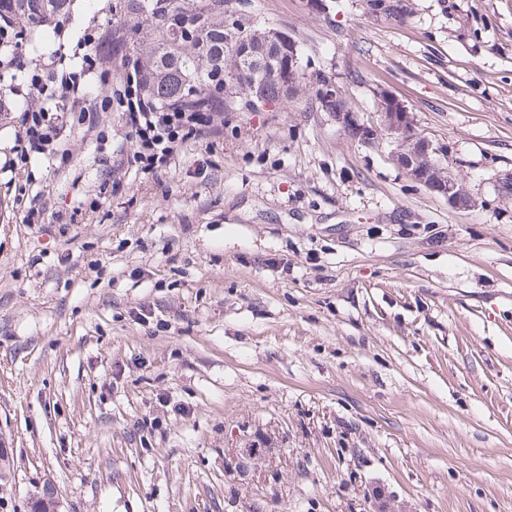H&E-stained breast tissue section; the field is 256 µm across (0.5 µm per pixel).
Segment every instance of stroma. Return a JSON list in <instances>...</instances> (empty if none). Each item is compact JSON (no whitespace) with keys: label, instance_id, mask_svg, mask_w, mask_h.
Listing matches in <instances>:
<instances>
[{"label":"stroma","instance_id":"1","mask_svg":"<svg viewBox=\"0 0 512 512\" xmlns=\"http://www.w3.org/2000/svg\"><path fill=\"white\" fill-rule=\"evenodd\" d=\"M115 2L24 58L80 53ZM406 3L224 0L296 45L301 90L225 93L223 138L155 173L122 112L60 106L66 158L9 167L26 102L0 99V512L46 483L58 512H512V0ZM384 93L470 207L397 165ZM323 98L328 101H336L341 106H336V112H333L336 117V121L345 129H352L356 133V139L363 143H367L373 139L374 130L369 128L363 123H360L355 112L348 109L344 103L345 97L341 95L340 90L331 81H328L322 89ZM345 106H344V104ZM342 107L344 111H342Z\"/></svg>","mask_w":512,"mask_h":512}]
</instances>
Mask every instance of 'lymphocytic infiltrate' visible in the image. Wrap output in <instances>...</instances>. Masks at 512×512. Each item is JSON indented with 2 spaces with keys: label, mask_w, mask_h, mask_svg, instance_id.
Here are the masks:
<instances>
[{
  "label": "lymphocytic infiltrate",
  "mask_w": 512,
  "mask_h": 512,
  "mask_svg": "<svg viewBox=\"0 0 512 512\" xmlns=\"http://www.w3.org/2000/svg\"><path fill=\"white\" fill-rule=\"evenodd\" d=\"M113 42L111 28H94L85 39V52L76 67L55 52L31 65L16 53H0V70L26 71L25 81L9 89L10 94L29 101L15 134L12 165L27 164L35 154H59L57 128L48 112L50 103L67 102L69 112L77 115L79 123L95 127L97 111L87 104L86 79L101 71V51ZM126 123L137 144L133 162L145 171L169 168L187 140L212 139L221 133L212 118L203 113L130 112Z\"/></svg>",
  "instance_id": "f902f5d3"
}]
</instances>
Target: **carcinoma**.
<instances>
[{"mask_svg":"<svg viewBox=\"0 0 512 512\" xmlns=\"http://www.w3.org/2000/svg\"><path fill=\"white\" fill-rule=\"evenodd\" d=\"M73 0H0V27L19 45L38 40L50 27L67 21ZM373 14L398 18L407 5L402 0H366ZM123 30H140L137 40L120 38L115 51L124 63L135 61L141 94L163 110L202 109L218 112L224 98L210 94L212 85L224 78V67L238 50L224 32V0H119ZM271 59L276 74L267 73L261 61ZM301 65L294 44L281 43L259 56L238 75L235 88L245 94L260 87L264 101L285 99V84L299 83ZM53 487L46 486L31 497L33 512H55Z\"/></svg>","mask_w":512,"mask_h":512,"instance_id":"cac0c4a2","label":"carcinoma"}]
</instances>
